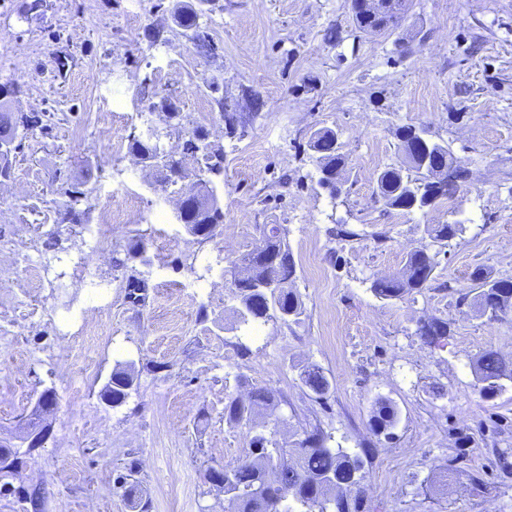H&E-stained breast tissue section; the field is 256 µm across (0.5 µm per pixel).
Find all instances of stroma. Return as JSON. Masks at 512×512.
Masks as SVG:
<instances>
[{"instance_id":"35a3bbf8","label":"stroma","mask_w":512,"mask_h":512,"mask_svg":"<svg viewBox=\"0 0 512 512\" xmlns=\"http://www.w3.org/2000/svg\"><path fill=\"white\" fill-rule=\"evenodd\" d=\"M189 2L217 53L196 52L177 0H43L33 13L0 0V84L20 87L14 111L43 118L19 132L0 184V438L43 390L56 395L50 435L14 484L40 486L43 512H132L129 477L147 512H226L205 474L249 448L224 413L246 396L244 377L276 391L278 442L318 431L371 449L359 512H512V383L488 400L472 372L487 349L512 361V311L478 316L468 301L475 268L512 279V0H408L401 27L377 34L356 27L350 0ZM153 93L177 98L180 130L149 111ZM225 103L242 118L233 136ZM149 125L169 151L197 129L223 147L213 237L175 218L195 158L162 186L129 154ZM404 125L468 170L451 199L409 213L374 199L377 174L402 163ZM324 127L347 162L334 195L317 187L307 145ZM65 182L89 193L83 224L59 221ZM130 195L132 221L98 234ZM453 221L429 288L372 292L428 244L426 225ZM272 224L288 233L303 312L256 332L235 313L230 270ZM432 318L451 325L445 347L417 333ZM119 362L133 363L135 386L112 408L98 392ZM309 365L329 379L327 398L302 384ZM381 399L398 411L388 436L370 427Z\"/></svg>"}]
</instances>
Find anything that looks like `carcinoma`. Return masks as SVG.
<instances>
[{
	"instance_id": "carcinoma-1",
	"label": "carcinoma",
	"mask_w": 512,
	"mask_h": 512,
	"mask_svg": "<svg viewBox=\"0 0 512 512\" xmlns=\"http://www.w3.org/2000/svg\"><path fill=\"white\" fill-rule=\"evenodd\" d=\"M352 10L357 27L365 33L386 31L398 25L401 19L399 15L388 13L373 16L357 2ZM13 94L10 85L0 84V136L5 133L13 135L17 127H28L33 123L28 115L11 111ZM396 136L400 142L403 164L398 168L385 169L377 175V195L383 205L390 209H408L407 190L420 192L424 207L451 198L458 181L466 179L467 170L461 167L448 146L440 142L433 146V151L444 162L446 181L441 185H425L415 165L411 126L399 127ZM335 137L336 131L325 128L315 132L309 140V147L317 154L319 171L322 173L318 185L328 189L332 195L336 194V171L345 165L343 155L325 152L328 142ZM206 140V135L197 130L188 138L192 148L204 151L211 161L210 185L202 186L197 196L189 200L187 213L182 218L194 235L203 239L209 238L216 226L224 223V213L216 197L217 180L224 172V151L206 143ZM128 149L132 155L149 161L150 166L165 171V181L168 176L182 170V160L167 152L158 140L134 136L129 141ZM64 194L68 201L60 212L59 223H82L88 210L87 193L71 186L64 189ZM460 227L461 224L457 222L429 224L426 234L432 244L443 246L460 231ZM239 262L244 270L254 269L258 275L277 282L279 293L275 302L279 310L288 315L282 323L299 320L302 303L291 288L296 276V264L283 229L271 228L269 234L242 255ZM436 265L435 255L427 247L415 249L408 254L399 272L375 279L371 285L372 291L384 300H396L412 291H420L433 281ZM472 279L478 286L474 301L479 311L495 316L512 310L511 279H492L480 268L474 270ZM233 293L238 302L236 312L242 323L278 320V316L269 311L264 294L254 290L251 278L235 283ZM449 334L448 322L437 318L421 322L418 328V335L431 347L444 346ZM473 370L480 393L486 399L498 396L505 388L504 381L512 382V368L493 350L482 352L473 363ZM300 379L319 399L325 398L330 392L331 384L317 366L301 372ZM276 400L275 390L253 387L246 400L234 398L226 405L228 419L248 427L250 448L236 463L224 466V471L210 468L209 479L220 478L224 481V495L232 506V512H291L286 505L290 498L305 507L304 512H350L348 498L337 493V490L359 483L362 459L341 448L329 446L327 437L318 432L308 434L292 448H282L271 442L267 425L260 418L275 405ZM397 419L398 412L391 402L383 399L376 402L371 415L375 432L384 433L392 429ZM19 494L26 512H40L43 501L41 488L22 489Z\"/></svg>"
}]
</instances>
